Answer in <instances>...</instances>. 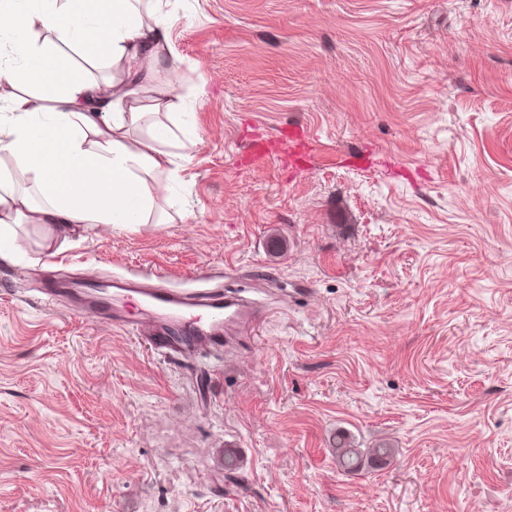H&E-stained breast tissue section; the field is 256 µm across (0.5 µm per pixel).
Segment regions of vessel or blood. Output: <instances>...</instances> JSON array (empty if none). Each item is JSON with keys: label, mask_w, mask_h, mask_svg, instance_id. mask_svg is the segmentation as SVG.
Returning <instances> with one entry per match:
<instances>
[{"label": "vessel or blood", "mask_w": 512, "mask_h": 512, "mask_svg": "<svg viewBox=\"0 0 512 512\" xmlns=\"http://www.w3.org/2000/svg\"><path fill=\"white\" fill-rule=\"evenodd\" d=\"M131 298L150 312V319L130 322L124 318L121 305ZM94 308L113 327L132 332L153 350L172 357L221 348L226 327L247 331L260 315L258 309L219 292L204 293L196 308L190 309L179 290L127 280L114 283L111 299L96 302Z\"/></svg>", "instance_id": "vessel-or-blood-1"}]
</instances>
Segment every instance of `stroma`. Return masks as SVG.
<instances>
[{
	"label": "stroma",
	"mask_w": 512,
	"mask_h": 512,
	"mask_svg": "<svg viewBox=\"0 0 512 512\" xmlns=\"http://www.w3.org/2000/svg\"><path fill=\"white\" fill-rule=\"evenodd\" d=\"M166 9L173 221L27 224L0 263V512H512V0ZM296 124L308 163L248 165ZM35 268L263 315L168 358ZM340 432L394 453L345 472Z\"/></svg>",
	"instance_id": "obj_1"
}]
</instances>
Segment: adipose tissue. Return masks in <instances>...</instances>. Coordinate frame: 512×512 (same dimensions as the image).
Here are the masks:
<instances>
[{
	"label": "adipose tissue",
	"instance_id": "ef3b65f1",
	"mask_svg": "<svg viewBox=\"0 0 512 512\" xmlns=\"http://www.w3.org/2000/svg\"><path fill=\"white\" fill-rule=\"evenodd\" d=\"M164 0H0V39L11 48L0 79L21 86L0 106V260L18 255L16 226L44 224L66 235L86 224H162L176 177V134L167 116L182 105L168 91L139 104L166 64ZM53 34L39 41L35 28ZM82 48L72 65L56 43ZM123 66L124 79L94 78ZM23 176L39 204L14 188ZM30 193V194H31Z\"/></svg>",
	"mask_w": 512,
	"mask_h": 512
}]
</instances>
